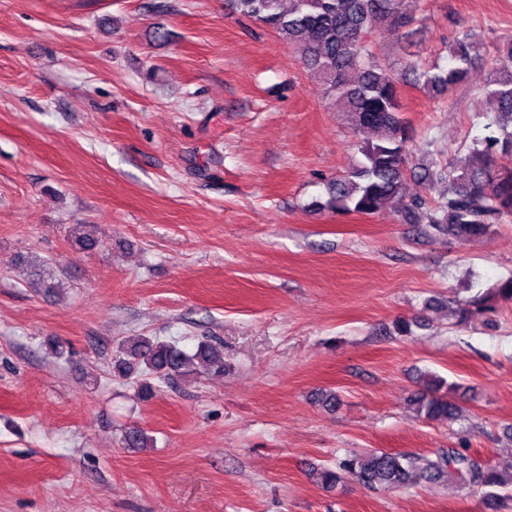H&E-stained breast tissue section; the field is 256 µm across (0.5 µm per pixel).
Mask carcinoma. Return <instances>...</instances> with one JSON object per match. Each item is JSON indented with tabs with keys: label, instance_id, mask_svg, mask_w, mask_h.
Segmentation results:
<instances>
[{
	"label": "carcinoma",
	"instance_id": "obj_1",
	"mask_svg": "<svg viewBox=\"0 0 512 512\" xmlns=\"http://www.w3.org/2000/svg\"><path fill=\"white\" fill-rule=\"evenodd\" d=\"M233 12L253 18L273 29L292 47L303 65L324 85L325 93L342 102L349 125L373 129L382 137L359 148L352 170L327 187L325 201L315 206L336 213L374 215L385 207L400 220L413 223L423 216L429 229L458 241L484 237L493 227L512 219V41L498 48L494 65L484 78L483 91L491 105L485 115L490 134L474 143L470 153L450 165L448 174L425 170L427 178L443 184L436 201L429 203L407 193L408 127L401 112L398 84L392 70L377 60L369 37L375 24L385 21L405 28L414 21L405 0H229ZM484 39L465 31L450 45L452 66L415 73V82L429 96L441 98L467 81L481 65ZM498 301L512 302V277L487 292L456 303V324L496 312ZM197 365L203 374L224 372L221 348L202 343L190 356L173 342L140 336L118 345L112 375L123 380L138 377L141 399H150L162 385L188 373ZM441 381L432 379L412 396L409 404L417 416L454 422L455 403L439 394ZM351 474L372 488H404L414 484L453 482L469 491H485L487 499H507L512 475H506L467 448L437 452L399 453L373 450L365 456L349 454L336 468L321 472L328 488Z\"/></svg>",
	"mask_w": 512,
	"mask_h": 512
}]
</instances>
